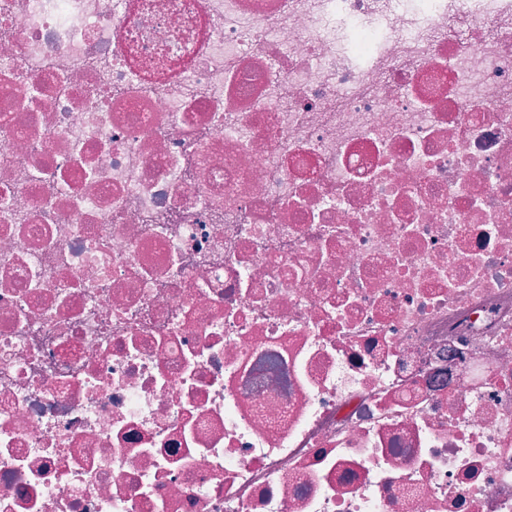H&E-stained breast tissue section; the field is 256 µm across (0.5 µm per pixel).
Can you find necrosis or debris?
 I'll use <instances>...</instances> for the list:
<instances>
[{"label":"necrosis or debris","mask_w":512,"mask_h":512,"mask_svg":"<svg viewBox=\"0 0 512 512\" xmlns=\"http://www.w3.org/2000/svg\"><path fill=\"white\" fill-rule=\"evenodd\" d=\"M0 512H512V0H0Z\"/></svg>","instance_id":"4bbe7bcc"}]
</instances>
